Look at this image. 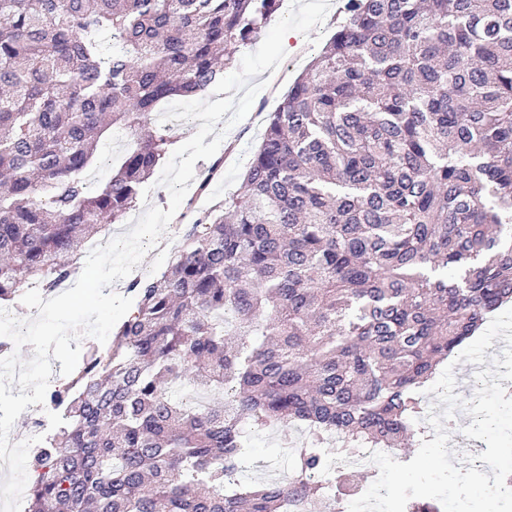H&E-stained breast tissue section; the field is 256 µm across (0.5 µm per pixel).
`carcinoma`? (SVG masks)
<instances>
[{
	"label": "carcinoma",
	"instance_id": "1",
	"mask_svg": "<svg viewBox=\"0 0 512 512\" xmlns=\"http://www.w3.org/2000/svg\"><path fill=\"white\" fill-rule=\"evenodd\" d=\"M280 2L0 0V300L73 275L170 145L151 114L218 83ZM243 189L47 395L25 512H322L350 488L328 435L421 445L419 388L512 306V0H345ZM289 423L298 483H240L249 435ZM130 136L129 130L114 128L112 130V137L99 146L97 161L90 169L92 179H90L89 182L94 188L105 183L111 177L112 162L114 164L124 155L128 147L127 144ZM117 140L122 141L117 143ZM122 144H124L122 150L118 151Z\"/></svg>",
	"mask_w": 512,
	"mask_h": 512
}]
</instances>
